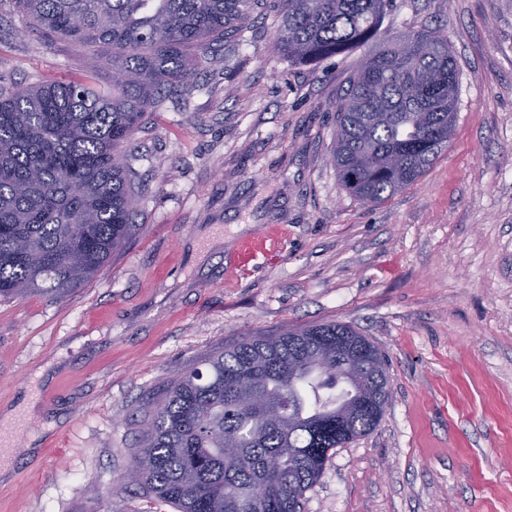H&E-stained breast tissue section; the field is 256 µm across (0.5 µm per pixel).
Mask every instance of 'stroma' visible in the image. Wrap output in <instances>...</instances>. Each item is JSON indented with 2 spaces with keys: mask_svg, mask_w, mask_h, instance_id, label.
Instances as JSON below:
<instances>
[{
  "mask_svg": "<svg viewBox=\"0 0 512 512\" xmlns=\"http://www.w3.org/2000/svg\"><path fill=\"white\" fill-rule=\"evenodd\" d=\"M276 16L131 140L139 230L60 300H0V512H175L124 481L144 410L180 370L284 327L340 322L379 347L391 402L333 456L304 512H512V0H393L383 38L447 34L455 132L404 191L365 205L331 163L361 59L273 54ZM85 64L6 0L0 81ZM258 260L234 262L243 248Z\"/></svg>",
  "mask_w": 512,
  "mask_h": 512,
  "instance_id": "stroma-1",
  "label": "stroma"
}]
</instances>
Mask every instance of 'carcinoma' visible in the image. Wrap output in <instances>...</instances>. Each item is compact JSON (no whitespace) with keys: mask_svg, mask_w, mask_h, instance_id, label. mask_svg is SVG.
I'll return each instance as SVG.
<instances>
[{"mask_svg":"<svg viewBox=\"0 0 512 512\" xmlns=\"http://www.w3.org/2000/svg\"><path fill=\"white\" fill-rule=\"evenodd\" d=\"M48 39L81 52V81L0 86V297L62 296L91 280L138 230L133 158L149 112L196 88L200 67L237 44L257 9L279 17L274 50L312 64L379 35L392 0H12ZM458 67L447 36L390 39L360 61L336 102L331 162L376 204L448 147ZM328 322L240 342L182 370L148 404L129 467L136 487L177 512H303L346 439L383 419V359L355 386L336 370L356 336ZM264 499H252L255 488Z\"/></svg>","mask_w":512,"mask_h":512,"instance_id":"obj_1","label":"carcinoma"}]
</instances>
